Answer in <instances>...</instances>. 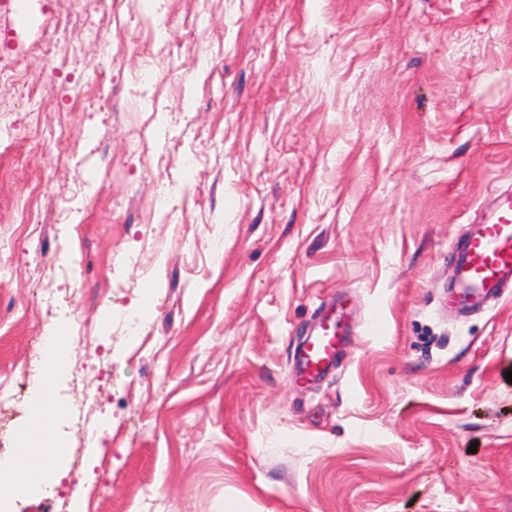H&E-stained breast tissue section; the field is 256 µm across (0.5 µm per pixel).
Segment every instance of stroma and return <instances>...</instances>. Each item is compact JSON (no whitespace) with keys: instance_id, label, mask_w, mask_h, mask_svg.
I'll list each match as a JSON object with an SVG mask.
<instances>
[{"instance_id":"35a3bbf8","label":"stroma","mask_w":512,"mask_h":512,"mask_svg":"<svg viewBox=\"0 0 512 512\" xmlns=\"http://www.w3.org/2000/svg\"><path fill=\"white\" fill-rule=\"evenodd\" d=\"M0 57L47 99L0 112V478L77 319L54 512H512V295L439 311L512 190V0H7ZM350 336L351 328L343 312L324 315L297 351L296 380L305 386L322 380L336 365Z\"/></svg>"}]
</instances>
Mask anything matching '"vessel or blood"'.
<instances>
[{
    "label": "vessel or blood",
    "instance_id": "obj_1",
    "mask_svg": "<svg viewBox=\"0 0 512 512\" xmlns=\"http://www.w3.org/2000/svg\"><path fill=\"white\" fill-rule=\"evenodd\" d=\"M452 308L483 305L512 288V191L495 198L493 208L481 213L477 227L454 245L451 253ZM351 328L344 313L327 314L299 347L296 379L310 386L322 380L335 366L349 342Z\"/></svg>",
    "mask_w": 512,
    "mask_h": 512
}]
</instances>
